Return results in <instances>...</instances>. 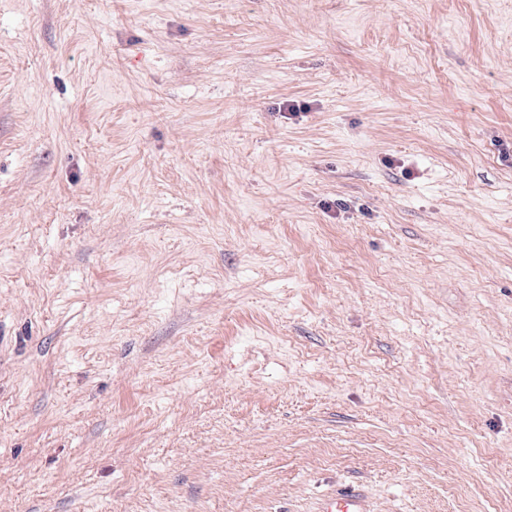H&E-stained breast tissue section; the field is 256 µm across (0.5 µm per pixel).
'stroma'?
<instances>
[{
	"instance_id": "1",
	"label": "stroma",
	"mask_w": 512,
	"mask_h": 512,
	"mask_svg": "<svg viewBox=\"0 0 512 512\" xmlns=\"http://www.w3.org/2000/svg\"><path fill=\"white\" fill-rule=\"evenodd\" d=\"M512 512V0H0V512ZM318 512H368L364 496L355 489H348L325 500Z\"/></svg>"
}]
</instances>
